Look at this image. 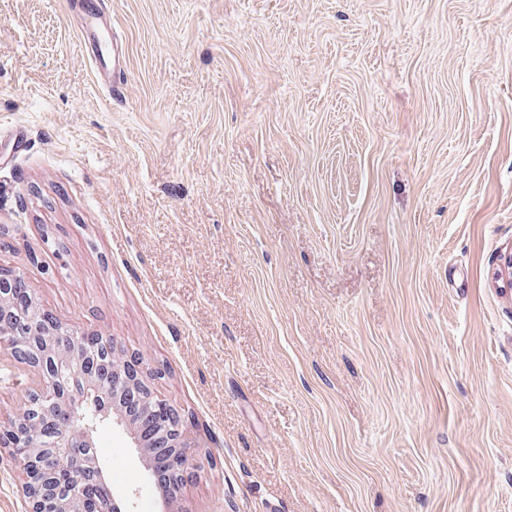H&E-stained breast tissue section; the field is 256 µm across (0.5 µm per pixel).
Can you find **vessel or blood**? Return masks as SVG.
I'll return each instance as SVG.
<instances>
[{
    "label": "vessel or blood",
    "mask_w": 512,
    "mask_h": 512,
    "mask_svg": "<svg viewBox=\"0 0 512 512\" xmlns=\"http://www.w3.org/2000/svg\"><path fill=\"white\" fill-rule=\"evenodd\" d=\"M81 33V46L105 86L110 91L120 92L118 54L112 43V20L99 0H83Z\"/></svg>",
    "instance_id": "b4317fda"
}]
</instances>
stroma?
<instances>
[{"instance_id":"obj_1","label":"stroma","mask_w":512,"mask_h":512,"mask_svg":"<svg viewBox=\"0 0 512 512\" xmlns=\"http://www.w3.org/2000/svg\"><path fill=\"white\" fill-rule=\"evenodd\" d=\"M104 2L117 98L0 0V265L181 414L170 503L101 429L130 512H512V0Z\"/></svg>"}]
</instances>
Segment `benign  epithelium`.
Returning <instances> with one entry per match:
<instances>
[{"mask_svg":"<svg viewBox=\"0 0 512 512\" xmlns=\"http://www.w3.org/2000/svg\"><path fill=\"white\" fill-rule=\"evenodd\" d=\"M12 306L33 308L35 338L25 336L27 325L18 323L12 335L0 336V344L14 360L37 371L42 384L29 394L13 424L0 429V445L24 448L16 457L30 512H127L124 496L115 492L94 504L95 494L110 480L92 448L100 426H125V403L146 402L149 386L139 354L119 348L98 331L74 330L56 340L57 318L39 305L21 272L0 266V325ZM109 369L112 386L106 388L100 378ZM148 418L167 423L165 457H157L156 444L143 436L150 425L143 423L128 434L150 455L149 470L159 474L166 493L174 497L190 466L182 452L187 447L183 420L162 400L155 402Z\"/></svg>","mask_w":512,"mask_h":512,"instance_id":"1","label":"benign epithelium"}]
</instances>
